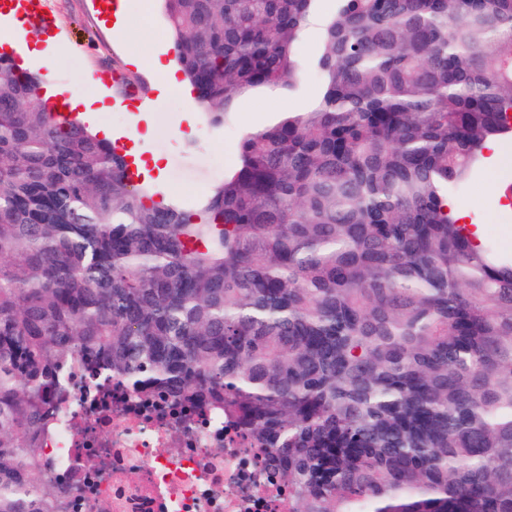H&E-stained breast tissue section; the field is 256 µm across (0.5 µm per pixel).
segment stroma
<instances>
[{"label":"stroma","instance_id":"1","mask_svg":"<svg viewBox=\"0 0 512 512\" xmlns=\"http://www.w3.org/2000/svg\"><path fill=\"white\" fill-rule=\"evenodd\" d=\"M132 27L131 36L118 40L106 16L102 0H35V13L50 15L53 26L44 28L37 20L27 23L28 35L51 40L50 67L29 63L34 72L50 70L56 85H74L85 77L102 81L110 99L122 100L123 109L105 113L104 121L116 131H149L141 147L145 157L159 156L164 170L154 185L161 196H176L187 204L206 198L235 167L237 147L243 132L269 125L282 112H298L314 96L313 82L300 91L275 95L261 91L249 95L231 111L223 131H212L202 119L194 99L171 94L157 98L154 77L132 64L161 53L163 61L173 62V39L161 9L147 10V0H124ZM153 96L157 107L141 110L132 120L131 110L140 109L139 96ZM512 141L502 143L498 164L487 165L484 173L467 189L456 194V201L470 207L471 222L483 228L482 240L512 256Z\"/></svg>","mask_w":512,"mask_h":512}]
</instances>
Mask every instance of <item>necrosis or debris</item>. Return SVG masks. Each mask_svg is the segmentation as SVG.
I'll return each mask as SVG.
<instances>
[{
    "label": "necrosis or debris",
    "instance_id": "necrosis-or-debris-1",
    "mask_svg": "<svg viewBox=\"0 0 512 512\" xmlns=\"http://www.w3.org/2000/svg\"><path fill=\"white\" fill-rule=\"evenodd\" d=\"M67 512H293L287 485L217 407L146 400L85 370L41 438Z\"/></svg>",
    "mask_w": 512,
    "mask_h": 512
}]
</instances>
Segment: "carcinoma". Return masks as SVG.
Segmentation results:
<instances>
[{"label": "carcinoma", "mask_w": 512, "mask_h": 512, "mask_svg": "<svg viewBox=\"0 0 512 512\" xmlns=\"http://www.w3.org/2000/svg\"><path fill=\"white\" fill-rule=\"evenodd\" d=\"M163 0L207 124L195 210L64 124L0 54V512H66L41 463L64 367L224 409L295 512H512V259L448 208L512 136V0Z\"/></svg>", "instance_id": "cac0c4a2"}]
</instances>
